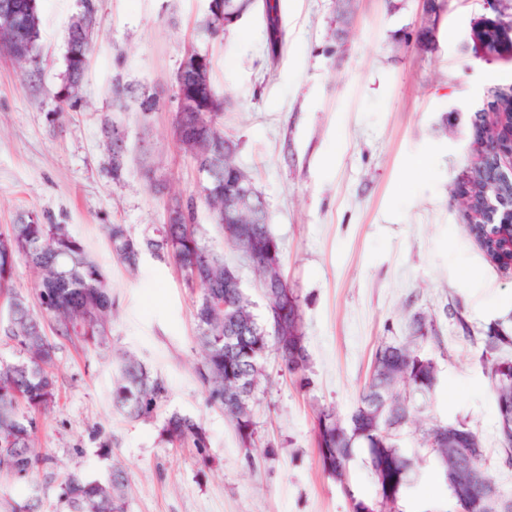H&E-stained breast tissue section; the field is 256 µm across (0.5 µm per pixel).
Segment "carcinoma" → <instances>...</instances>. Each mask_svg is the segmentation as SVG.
Masks as SVG:
<instances>
[{"label": "carcinoma", "mask_w": 512, "mask_h": 512, "mask_svg": "<svg viewBox=\"0 0 512 512\" xmlns=\"http://www.w3.org/2000/svg\"><path fill=\"white\" fill-rule=\"evenodd\" d=\"M269 38L280 37L278 4L264 0ZM219 113L203 105L199 112L181 113L184 150L196 156V145L211 144L217 162L204 183V198L215 220L224 215V196L241 179L250 176L236 162L237 143L227 146V137L218 123ZM512 194V184L503 183L489 191L479 189L481 205H501ZM188 222L165 224L155 238L132 236L124 224L106 226L112 252L119 262L136 269L139 256L148 251L159 259L171 258L198 285L201 296L194 318L202 360L196 374L206 388L207 400L224 410L243 444H252L255 429L252 403L264 377L262 359L274 350L281 365L302 386L308 385L309 354L306 346L301 302L283 273L281 247L268 221L254 223L250 209L238 214L237 223L225 225L224 240L236 248L242 235L257 241V270L262 293L286 296L287 312L282 317V334L272 327V300L264 298L263 315L256 304L237 286L235 273L224 256L201 242L193 224L194 203H186ZM469 234L479 243L489 261L497 262L495 249L488 246L494 231L481 224L468 225ZM22 257L36 272L39 311L27 299L11 297L5 335L19 349L14 362L0 363V472L19 479H31L48 458L34 452V438L43 416L54 402L52 365L54 346L46 336L43 316H49L60 336H73L83 344L108 345L112 318L111 288L85 245L72 235L68 225L29 220L11 225L0 233V289L8 288L16 258ZM412 332L401 340L381 343L374 354L371 372L352 412L343 417L332 407L316 413L314 436L324 473L331 477L352 503V512H404L401 503L408 495L424 458L410 456L400 447V430L416 421L419 408L415 397L431 393L438 383L434 360L421 353L419 344L433 330L422 313L411 319ZM485 351L512 347V336L502 328H488ZM116 387L115 407L132 419L151 415L167 398L164 381L154 377L135 357L118 356L113 362ZM486 373L502 379L493 387L499 428L512 429V360H486ZM461 426V422L452 423ZM434 420L422 430L419 447L429 449L437 478L448 486L455 512H491L487 496L493 483L488 455L480 437L468 430V438L448 441V426ZM172 443L190 442L202 458L208 456V440L199 422L190 416L171 414L162 428ZM365 449L375 479V494L358 498L351 489L349 464L356 450ZM465 448H477L472 457ZM127 477L120 467L103 478L70 477L61 484L56 512H125Z\"/></svg>", "instance_id": "carcinoma-1"}]
</instances>
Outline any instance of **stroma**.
<instances>
[{"mask_svg":"<svg viewBox=\"0 0 512 512\" xmlns=\"http://www.w3.org/2000/svg\"><path fill=\"white\" fill-rule=\"evenodd\" d=\"M209 0H95L88 70L78 102L60 105L66 39L81 0H40L38 57L0 52V232L36 216L65 224L112 287L109 344L94 348L45 333L55 346V404L35 448L48 462L33 481L0 473V512L38 495L55 512L70 476L121 465L127 512H351L322 471L316 411L348 415L384 340L432 318L422 343L438 367L426 420L476 431L496 483L497 407L482 360L488 326L512 334V269L490 263L449 197L474 161L469 119L487 94L512 85V61L476 55L472 33L485 0H278L281 41L270 47L265 11L228 32H203ZM344 28L343 39L332 35ZM212 63L225 99L219 123L264 197L288 283L300 296L309 384L298 387L275 353L254 401V442L244 447L223 410L208 405L195 369L201 294L172 260L143 254L136 270L112 255L103 227L155 236L175 199L194 202L210 249L237 267L252 299L260 280L224 242L201 177L174 135V76L185 52ZM156 99L139 109L142 94ZM125 132L126 166L113 178L104 123ZM135 355L168 396L147 418L112 404V355ZM179 412L201 423L209 464L161 434ZM405 512H452L446 485L424 468Z\"/></svg>","mask_w":512,"mask_h":512,"instance_id":"stroma-1","label":"stroma"}]
</instances>
